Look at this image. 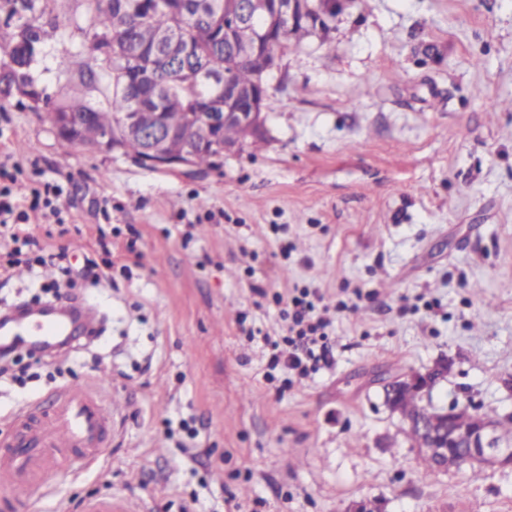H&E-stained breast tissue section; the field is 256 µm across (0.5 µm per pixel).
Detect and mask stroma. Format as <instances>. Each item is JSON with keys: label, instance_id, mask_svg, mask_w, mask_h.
<instances>
[{"label": "stroma", "instance_id": "35a3bbf8", "mask_svg": "<svg viewBox=\"0 0 512 512\" xmlns=\"http://www.w3.org/2000/svg\"><path fill=\"white\" fill-rule=\"evenodd\" d=\"M51 8L36 76L102 102L83 0ZM332 26L282 53L262 147L211 169L70 150L48 107L0 97V157L59 189L69 232L32 225L40 246L80 265L103 233L114 263L77 289L100 335L0 379V432L67 384L125 400L108 448L49 479L38 512L103 494L149 512H512V468L426 470L378 382L444 359L434 405L512 414V0H354ZM296 286L364 297L331 361L292 381L263 336Z\"/></svg>", "mask_w": 512, "mask_h": 512}]
</instances>
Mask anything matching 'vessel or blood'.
<instances>
[{
    "label": "vessel or blood",
    "instance_id": "vessel-or-blood-1",
    "mask_svg": "<svg viewBox=\"0 0 512 512\" xmlns=\"http://www.w3.org/2000/svg\"><path fill=\"white\" fill-rule=\"evenodd\" d=\"M91 307L64 295L48 303L18 305L0 313V350L27 345L49 348L89 328ZM113 416L99 393L86 384H70L51 406L33 401L12 414L0 436V500L17 492L34 495L49 478L66 475L80 459L98 457L112 433ZM80 512H138L128 500L91 498Z\"/></svg>",
    "mask_w": 512,
    "mask_h": 512
}]
</instances>
